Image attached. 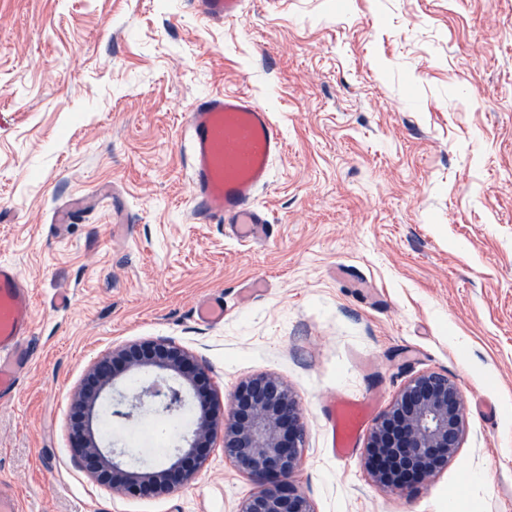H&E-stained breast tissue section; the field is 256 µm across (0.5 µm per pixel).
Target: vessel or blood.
<instances>
[{
    "mask_svg": "<svg viewBox=\"0 0 512 512\" xmlns=\"http://www.w3.org/2000/svg\"><path fill=\"white\" fill-rule=\"evenodd\" d=\"M245 0H194L206 19H239ZM190 170L194 188L192 219L197 224L237 225L248 237L265 227L267 215L254 204L268 186L273 161L287 144L269 111L246 91L196 98L187 119ZM31 291L17 269L0 262V397L20 383L15 352L31 330ZM333 447L346 455L363 424L360 409L332 404Z\"/></svg>",
    "mask_w": 512,
    "mask_h": 512,
    "instance_id": "obj_1",
    "label": "vessel or blood"
}]
</instances>
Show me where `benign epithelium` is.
<instances>
[{"instance_id":"1","label":"benign epithelium","mask_w":512,"mask_h":512,"mask_svg":"<svg viewBox=\"0 0 512 512\" xmlns=\"http://www.w3.org/2000/svg\"><path fill=\"white\" fill-rule=\"evenodd\" d=\"M144 367L154 368L156 379L113 403L114 417L129 419L145 406L174 414L186 405L188 389L197 394L199 416L168 464L134 471L102 448L94 422L115 381ZM71 417L73 463L114 494L162 496L188 485L220 439L233 465L258 485L238 512H315L293 481L302 462L301 411L288 384L274 375L244 381L225 419L211 391L209 370L194 354L170 338L144 339L116 346L89 365L71 395ZM463 433L464 402L457 384L441 373L418 375L404 386L369 437L370 472L391 489L426 480L447 467L461 447Z\"/></svg>"}]
</instances>
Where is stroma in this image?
Here are the masks:
<instances>
[{"label":"stroma","instance_id":"obj_1","mask_svg":"<svg viewBox=\"0 0 512 512\" xmlns=\"http://www.w3.org/2000/svg\"><path fill=\"white\" fill-rule=\"evenodd\" d=\"M240 90L287 143L257 241L189 219L191 103ZM112 183L116 202L55 223ZM1 261L32 290L30 361L0 400V498L22 512H238L255 491L219 447L163 497L73 464L86 367L156 337L208 367L223 406L251 377L288 384L315 512H512V0H246L223 24L189 0H0ZM206 297L223 322L196 319ZM424 372L464 399L447 468L384 488L370 422L332 455L331 401L373 396L379 417ZM159 419L116 423L127 465L165 463Z\"/></svg>","mask_w":512,"mask_h":512}]
</instances>
